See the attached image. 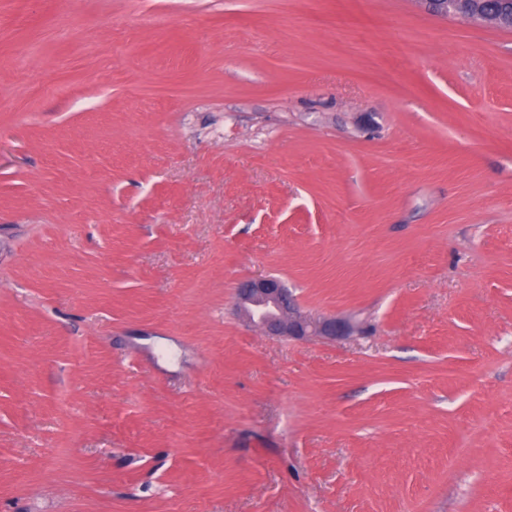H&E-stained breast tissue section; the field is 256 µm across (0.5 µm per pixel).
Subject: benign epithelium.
Instances as JSON below:
<instances>
[{"label": "benign epithelium", "instance_id": "7a95c632", "mask_svg": "<svg viewBox=\"0 0 512 512\" xmlns=\"http://www.w3.org/2000/svg\"><path fill=\"white\" fill-rule=\"evenodd\" d=\"M428 11L443 17L479 20L512 29V6L503 4L489 12L480 0H419ZM238 308L255 326L269 336L317 337L334 341L353 334L354 325L334 316L312 317L300 312L295 297L275 277L247 279L236 288Z\"/></svg>", "mask_w": 512, "mask_h": 512}]
</instances>
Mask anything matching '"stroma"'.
Listing matches in <instances>:
<instances>
[{"mask_svg": "<svg viewBox=\"0 0 512 512\" xmlns=\"http://www.w3.org/2000/svg\"><path fill=\"white\" fill-rule=\"evenodd\" d=\"M0 512H512V30L0 0ZM236 300L247 319L269 336L317 337L335 341L351 336L355 330L346 319L302 314L291 291L275 277L240 282Z\"/></svg>", "mask_w": 512, "mask_h": 512, "instance_id": "1", "label": "stroma"}]
</instances>
